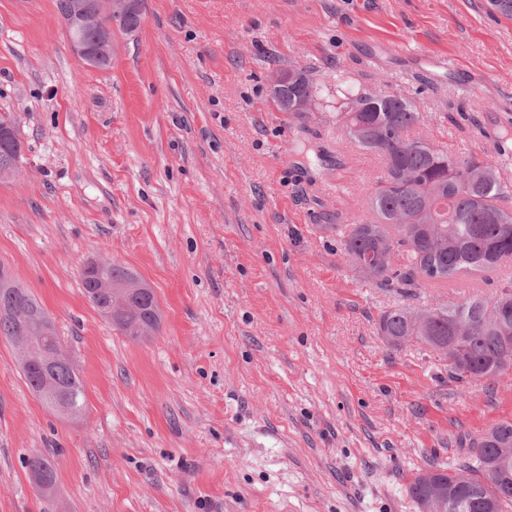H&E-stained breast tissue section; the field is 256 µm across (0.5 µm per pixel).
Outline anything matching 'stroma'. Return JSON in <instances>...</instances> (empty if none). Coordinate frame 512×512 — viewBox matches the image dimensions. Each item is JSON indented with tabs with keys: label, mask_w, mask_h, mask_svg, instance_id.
I'll return each instance as SVG.
<instances>
[{
	"label": "stroma",
	"mask_w": 512,
	"mask_h": 512,
	"mask_svg": "<svg viewBox=\"0 0 512 512\" xmlns=\"http://www.w3.org/2000/svg\"><path fill=\"white\" fill-rule=\"evenodd\" d=\"M112 65L71 52L55 0H0V113L24 144L0 183V265L51 315L86 385L52 414L0 338V512H419L421 469L467 461L512 421V385L458 382L439 351L377 334L396 304L488 296L503 276L417 297L365 279L337 224L371 216L382 173L336 110L289 120L287 67L397 93L420 135L512 158V20L484 0H143ZM311 142L340 164L296 158ZM107 258L154 289L158 332L133 342L82 291ZM51 460L47 497L23 459ZM300 79V75L297 72H292L289 75L280 76L276 82L273 83V92L281 104V106L290 112H305L308 105L305 101H299L296 99L288 98V93L285 89L288 88V82L292 80ZM289 92V88H288ZM309 110V109H308ZM308 110L306 112H308ZM288 113L291 115H299L300 113Z\"/></svg>",
	"instance_id": "35a3bbf8"
}]
</instances>
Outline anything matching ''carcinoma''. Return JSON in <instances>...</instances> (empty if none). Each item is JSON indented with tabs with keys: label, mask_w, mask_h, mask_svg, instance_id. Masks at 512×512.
Instances as JSON below:
<instances>
[{
	"label": "carcinoma",
	"mask_w": 512,
	"mask_h": 512,
	"mask_svg": "<svg viewBox=\"0 0 512 512\" xmlns=\"http://www.w3.org/2000/svg\"><path fill=\"white\" fill-rule=\"evenodd\" d=\"M104 22L123 32L142 17L116 18L103 13ZM303 81L295 96L312 103L321 87L302 69ZM337 120L346 136L376 153L384 164L381 176L368 187L371 218L362 224L336 225V237L347 260L367 279L406 296L425 284L451 282L512 267V206L496 164L474 155L465 158L411 138L409 131L423 116L406 98L395 93L354 88L348 76L336 75ZM15 116L0 113V175L22 167V141ZM105 283L131 278L125 268L106 261L95 272ZM13 277L0 266V337L12 340L46 313L26 288L13 286ZM160 311L133 312L112 321L121 335L137 340L143 327L158 331ZM377 331L396 349L411 338L441 352L448 374L467 381L495 380L512 368V281L489 297L472 296L460 302L393 306L382 311ZM31 389L48 383L52 401L85 407V385L77 367L57 362L47 369L24 374ZM468 462L448 476V512H483L495 503L497 512H512V422L502 421L472 443ZM36 485L52 489L56 474L50 460L35 453L25 458Z\"/></svg>",
	"instance_id": "carcinoma-1"
}]
</instances>
